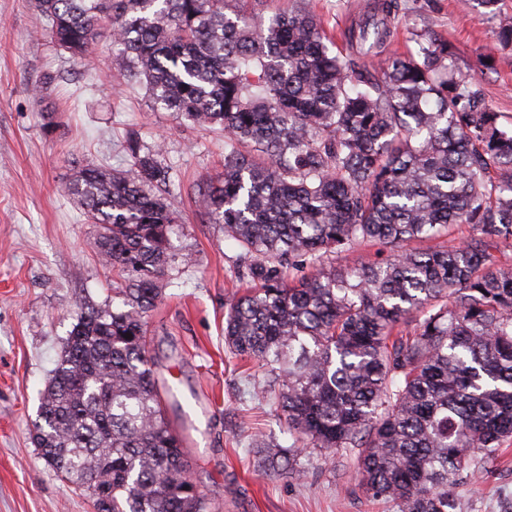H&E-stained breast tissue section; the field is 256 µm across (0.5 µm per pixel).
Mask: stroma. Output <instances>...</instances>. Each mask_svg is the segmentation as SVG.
<instances>
[{
  "mask_svg": "<svg viewBox=\"0 0 512 512\" xmlns=\"http://www.w3.org/2000/svg\"><path fill=\"white\" fill-rule=\"evenodd\" d=\"M376 3L267 0L263 13L310 5L336 50L350 55L348 32ZM510 24L512 0H498L492 15L459 0H401L389 48L418 51L424 35L448 43L456 69L481 78L492 110L512 117V48L496 38ZM41 27L32 0H0V512H94L90 497L42 459L31 423L81 312L120 308L127 284L96 250L97 225L58 188L86 165L126 167L133 128L172 168V243L188 260L158 282L148 356L160 387L179 388L165 397L176 429L185 427V398L199 405L187 451L200 490L218 512H395L358 490L355 457L342 450L302 455L298 480L258 472L259 440L285 447L291 439L261 393L264 373L224 344L229 303L250 285L240 247L209 222L200 195L224 170V135L153 110L137 85L116 90L110 39L76 63ZM453 495L456 512H512V446Z\"/></svg>",
  "mask_w": 512,
  "mask_h": 512,
  "instance_id": "35a3bbf8",
  "label": "stroma"
}]
</instances>
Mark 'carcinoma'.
Here are the masks:
<instances>
[{
    "label": "carcinoma",
    "mask_w": 512,
    "mask_h": 512,
    "mask_svg": "<svg viewBox=\"0 0 512 512\" xmlns=\"http://www.w3.org/2000/svg\"><path fill=\"white\" fill-rule=\"evenodd\" d=\"M34 7L72 61L92 58L107 33L112 68L156 108L224 131V173L204 207L260 284L233 299L224 344L265 368L293 439L261 442L262 471L297 478L307 449L353 451L365 496L396 512H453L452 487L512 440V262L494 255L512 245V127L481 81L456 73L435 40L358 69L307 13L249 19L224 0ZM393 7L378 0L360 24L363 55L390 42ZM125 149L126 168H81L63 185L131 288L124 308L77 318L42 393L38 443L71 483L108 488L94 512H214L146 347L157 280L187 261L159 193L171 167L135 132ZM465 227L475 235L456 245L410 246ZM367 245L394 254L286 280L297 262Z\"/></svg>",
    "instance_id": "1"
}]
</instances>
